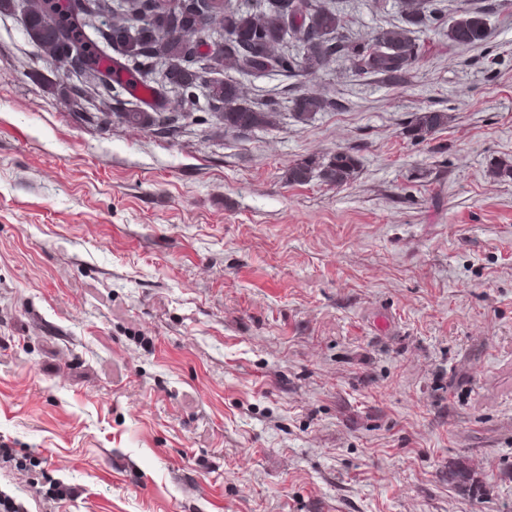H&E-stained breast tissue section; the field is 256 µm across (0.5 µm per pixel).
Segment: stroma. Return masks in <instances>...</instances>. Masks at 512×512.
I'll return each instance as SVG.
<instances>
[{
  "label": "stroma",
  "instance_id": "35a3bbf8",
  "mask_svg": "<svg viewBox=\"0 0 512 512\" xmlns=\"http://www.w3.org/2000/svg\"><path fill=\"white\" fill-rule=\"evenodd\" d=\"M349 35L400 0H333ZM0 12V491L22 512H512V0L407 83L232 73L276 125L174 133ZM339 112L296 121L303 93ZM111 96L113 117L92 115ZM447 123L415 143L418 112ZM350 151L341 185L288 183ZM474 485L448 484L449 468ZM120 117L125 122L144 129H154L172 120L168 115H165V112H121Z\"/></svg>",
  "mask_w": 512,
  "mask_h": 512
}]
</instances>
